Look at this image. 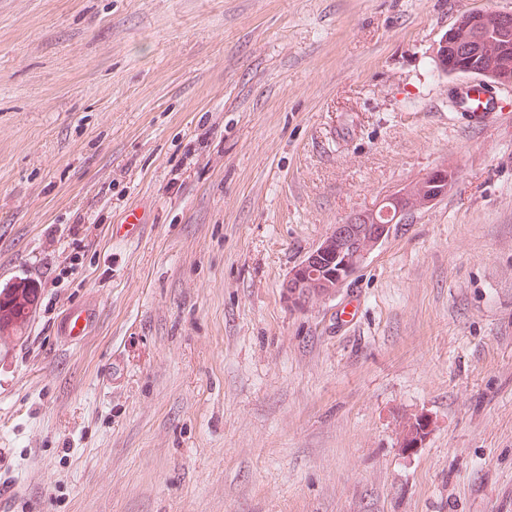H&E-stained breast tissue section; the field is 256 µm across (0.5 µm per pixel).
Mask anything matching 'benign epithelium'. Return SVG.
I'll use <instances>...</instances> for the list:
<instances>
[{"label":"benign epithelium","instance_id":"obj_1","mask_svg":"<svg viewBox=\"0 0 512 512\" xmlns=\"http://www.w3.org/2000/svg\"><path fill=\"white\" fill-rule=\"evenodd\" d=\"M439 71L448 76L475 75L488 82L512 86V12L467 9L459 12L435 48ZM453 171L441 165L416 184L383 198L378 205L356 211L294 265L283 280L281 297L288 308L305 311L318 299L336 297L342 286L365 264L388 237L395 224L411 214L409 199L426 208L445 196ZM366 244L357 247V241ZM401 433L405 451L419 447L429 431V421Z\"/></svg>","mask_w":512,"mask_h":512}]
</instances>
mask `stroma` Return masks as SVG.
<instances>
[{"instance_id": "1", "label": "stroma", "mask_w": 512, "mask_h": 512, "mask_svg": "<svg viewBox=\"0 0 512 512\" xmlns=\"http://www.w3.org/2000/svg\"><path fill=\"white\" fill-rule=\"evenodd\" d=\"M473 8L512 0H0V287L38 290L0 342L10 512H512V87L466 126L434 58ZM444 164L334 299L284 304ZM453 171L441 165L416 184L383 198L378 205L347 216L294 265L283 280L281 297L288 308L305 311L315 300L336 297L342 286L365 264L388 237L394 224L405 223L411 214L410 198L426 208L445 196ZM366 244L357 251V241ZM99 320L95 304L82 303L73 306L56 326V336L65 341H77L88 336ZM419 420L421 423L420 426L415 424V427L411 430L407 428L406 431L402 432L400 435L399 446L404 451H411L415 448H419L429 431V421L422 416H419Z\"/></svg>"}]
</instances>
